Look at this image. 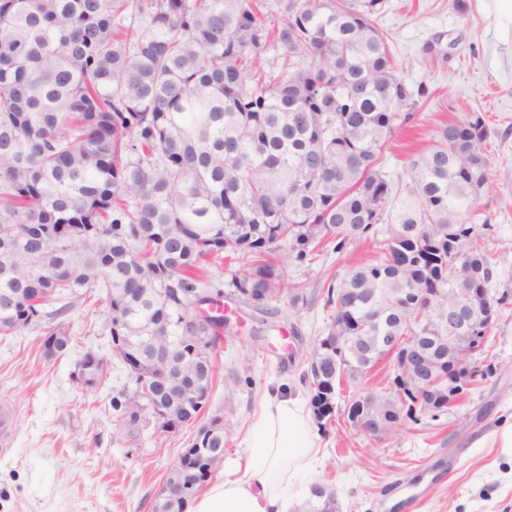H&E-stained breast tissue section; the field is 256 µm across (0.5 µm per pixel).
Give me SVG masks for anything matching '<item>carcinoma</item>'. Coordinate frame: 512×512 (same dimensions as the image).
Returning <instances> with one entry per match:
<instances>
[{
  "instance_id": "1",
  "label": "carcinoma",
  "mask_w": 512,
  "mask_h": 512,
  "mask_svg": "<svg viewBox=\"0 0 512 512\" xmlns=\"http://www.w3.org/2000/svg\"><path fill=\"white\" fill-rule=\"evenodd\" d=\"M387 0H0V327L18 332L105 290L110 314L142 333L159 323L220 341L223 316L184 317L222 296L207 266L236 261L230 286L257 304L278 296L284 260L326 243L382 236L376 260L328 285L330 328L344 336H437L395 306L406 289L436 296L487 288L493 256L476 242L487 183L481 117L442 125L409 163L384 171L393 131L415 116L424 87L397 75L376 25ZM283 51L281 74L259 66ZM56 355L71 336L60 326ZM359 342L324 351L334 386L384 412L409 390L382 393L358 374ZM183 371L198 395L211 391ZM137 405L112 398L135 423ZM306 512H335L314 485Z\"/></svg>"
}]
</instances>
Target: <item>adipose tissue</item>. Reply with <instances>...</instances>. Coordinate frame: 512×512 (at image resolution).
Segmentation results:
<instances>
[{
	"label": "adipose tissue",
	"mask_w": 512,
	"mask_h": 512,
	"mask_svg": "<svg viewBox=\"0 0 512 512\" xmlns=\"http://www.w3.org/2000/svg\"><path fill=\"white\" fill-rule=\"evenodd\" d=\"M249 456L198 497L191 512H297L321 448L302 395L267 391L251 418Z\"/></svg>",
	"instance_id": "ef3b65f1"
}]
</instances>
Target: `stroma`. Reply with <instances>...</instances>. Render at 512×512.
<instances>
[{
	"mask_svg": "<svg viewBox=\"0 0 512 512\" xmlns=\"http://www.w3.org/2000/svg\"><path fill=\"white\" fill-rule=\"evenodd\" d=\"M378 26L391 40L399 77L428 90L413 121L393 134L385 171L403 174L443 122L482 117L490 170L478 206L493 225L484 240L496 262L490 291L512 292V0H388ZM379 250L370 239L288 263L282 293L261 307L224 295L231 330L212 353L209 412L223 417L229 434L225 462L245 455L244 432L269 382L309 395L305 359L330 323L323 290ZM297 292L307 303L291 304ZM103 298L98 290L75 300L62 318L72 338L62 357L42 346L49 320L0 335V402L17 418L10 450L0 455V512H153L195 435L192 426L157 431L146 418L131 424L113 410V398L135 385L112 356ZM89 352L106 361L95 390L77 379ZM470 367L475 381L458 402L417 423L402 420L385 438L358 433L339 417L320 429L323 457L313 480L333 491L338 512H512V457L491 446L512 420V304L499 311L487 352Z\"/></svg>",
	"mask_w": 512,
	"mask_h": 512,
	"instance_id": "obj_1",
	"label": "stroma"
}]
</instances>
